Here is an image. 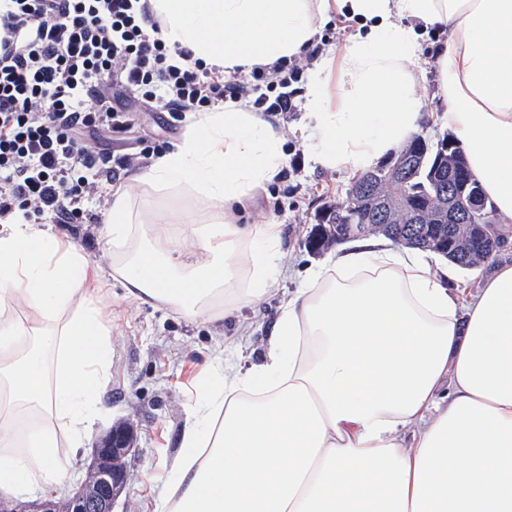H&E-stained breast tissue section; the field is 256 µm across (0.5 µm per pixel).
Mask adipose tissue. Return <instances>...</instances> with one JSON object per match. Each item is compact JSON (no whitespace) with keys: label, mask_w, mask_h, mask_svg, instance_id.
Listing matches in <instances>:
<instances>
[{"label":"adipose tissue","mask_w":512,"mask_h":512,"mask_svg":"<svg viewBox=\"0 0 512 512\" xmlns=\"http://www.w3.org/2000/svg\"><path fill=\"white\" fill-rule=\"evenodd\" d=\"M163 38L233 72L301 56L331 14L364 34L313 69L302 118L314 163L357 176L424 118L417 26L434 52L440 120L488 206L512 223V0H148ZM282 134L238 107L203 114L135 177L217 208L182 218L200 262L179 265L134 236L157 234L129 189L102 233L128 296L222 319L276 289L275 224L235 207L279 176ZM88 259L45 224L0 226V493L54 489L101 413L109 327ZM450 267L370 238L310 268L250 370L216 365L190 409L183 453L155 512H512V263L468 303Z\"/></svg>","instance_id":"1"}]
</instances>
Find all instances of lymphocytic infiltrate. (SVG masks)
<instances>
[{"label":"lymphocytic infiltrate","instance_id":"obj_1","mask_svg":"<svg viewBox=\"0 0 512 512\" xmlns=\"http://www.w3.org/2000/svg\"><path fill=\"white\" fill-rule=\"evenodd\" d=\"M322 49L227 76L167 44L147 0H0V222L19 212L33 224L101 223L109 187L146 160L85 142L129 131L124 99L177 121L227 102L292 112Z\"/></svg>","mask_w":512,"mask_h":512}]
</instances>
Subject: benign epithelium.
I'll return each instance as SVG.
<instances>
[{
	"label": "benign epithelium",
	"mask_w": 512,
	"mask_h": 512,
	"mask_svg": "<svg viewBox=\"0 0 512 512\" xmlns=\"http://www.w3.org/2000/svg\"><path fill=\"white\" fill-rule=\"evenodd\" d=\"M131 440L130 428H113L93 448L96 484L91 488L81 487L60 501H44L37 512H113L118 498L129 490V471L122 461L132 451Z\"/></svg>",
	"instance_id": "benign-epithelium-1"
}]
</instances>
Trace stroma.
I'll use <instances>...</instances> for the list:
<instances>
[{"label": "stroma", "mask_w": 512, "mask_h": 512, "mask_svg": "<svg viewBox=\"0 0 512 512\" xmlns=\"http://www.w3.org/2000/svg\"><path fill=\"white\" fill-rule=\"evenodd\" d=\"M446 37L445 31L435 28L423 32L422 86L427 119L419 132L434 142L449 134L448 128L434 119L435 114L445 111L446 104L437 90L432 51ZM129 109L131 132L112 137V153L116 156L149 151L158 145L174 148L189 127L188 122L175 121L169 113L136 100L130 102ZM272 122L283 135L284 174L240 207L237 217L242 224H281L287 258L277 291L258 303L242 306L231 318L190 319L157 302L127 297L121 278L113 272L116 254L100 225L56 227L58 236L82 248L90 262L88 277L102 288L105 311L112 323V365L100 396L102 412L74 466L55 489V498L77 490L93 462L95 443L114 426L126 423L136 434L135 452L129 460L132 481L129 492L120 497L114 510L155 512L165 477L182 451L187 413L197 398L204 368L227 359L244 368L258 361L283 298L299 286L305 268L328 259V252H311L305 242L318 222L319 207L345 198L352 178L309 161L300 145L298 113L280 114ZM132 176V171H125L118 185L130 188L142 215L163 212L171 218L160 240L155 241V248L170 254L175 262H193L195 249L177 218L190 211L199 220H206L210 216L206 204L183 188L156 190L133 184Z\"/></svg>", "instance_id": "1"}]
</instances>
